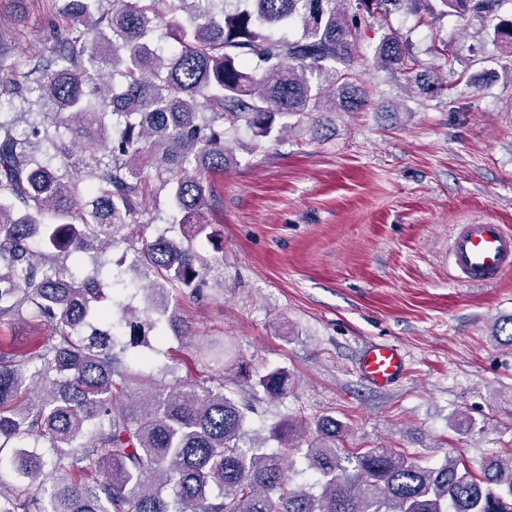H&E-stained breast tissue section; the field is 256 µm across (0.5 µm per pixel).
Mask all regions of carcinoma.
<instances>
[{
  "instance_id": "obj_1",
  "label": "carcinoma",
  "mask_w": 512,
  "mask_h": 512,
  "mask_svg": "<svg viewBox=\"0 0 512 512\" xmlns=\"http://www.w3.org/2000/svg\"><path fill=\"white\" fill-rule=\"evenodd\" d=\"M101 2L69 0L51 23L30 88L52 106L43 121L21 136L0 119V320L25 314L56 331L27 350L0 348V451L11 449L17 475L0 484V512H512L511 452L476 469L462 457L428 466L386 448L350 451L332 417L317 420L302 449L299 422L278 424L280 447L268 452L243 445L245 411L224 382L133 392L139 376L124 362L146 327L185 335L171 299L204 286L208 260L194 241L213 242L208 174L234 163L227 132L245 123L268 137L283 132L280 117L363 109L352 72L360 41L405 7L477 17L512 54V17L500 12L512 0H111L106 13ZM286 26L300 35L270 34ZM156 37L177 49L158 53ZM374 59L425 95L444 91L395 34ZM44 148L74 173L40 160ZM154 181L181 215L180 237L144 241L150 306L143 319L120 306L117 330L102 275L112 287L122 279L101 257L137 222ZM198 354L224 369V352ZM289 378L276 369L259 384L276 398ZM33 387L36 403L20 405ZM296 453L315 473L309 484L287 476Z\"/></svg>"
}]
</instances>
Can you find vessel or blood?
I'll list each match as a JSON object with an SVG mask.
<instances>
[{
    "label": "vessel or blood",
    "mask_w": 512,
    "mask_h": 512,
    "mask_svg": "<svg viewBox=\"0 0 512 512\" xmlns=\"http://www.w3.org/2000/svg\"><path fill=\"white\" fill-rule=\"evenodd\" d=\"M448 268L453 280L469 285L495 283L512 272V231L500 224H461L450 239ZM406 372L398 345L372 343L359 358L358 374L366 383L387 388Z\"/></svg>",
    "instance_id": "b4317fda"
}]
</instances>
